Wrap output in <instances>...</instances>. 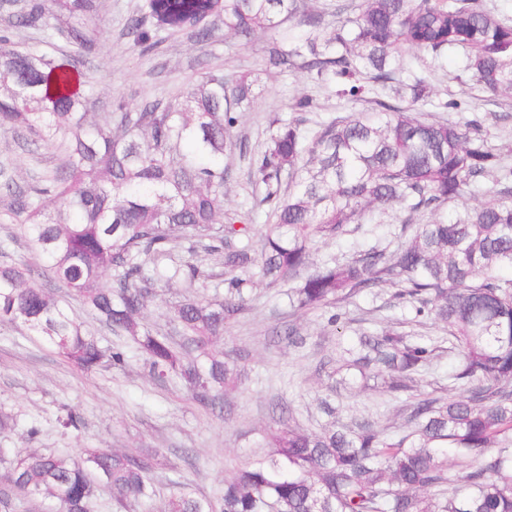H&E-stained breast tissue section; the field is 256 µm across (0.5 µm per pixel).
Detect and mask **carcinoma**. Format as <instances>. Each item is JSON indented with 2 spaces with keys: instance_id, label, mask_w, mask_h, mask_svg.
I'll use <instances>...</instances> for the list:
<instances>
[{
  "instance_id": "obj_1",
  "label": "carcinoma",
  "mask_w": 512,
  "mask_h": 512,
  "mask_svg": "<svg viewBox=\"0 0 512 512\" xmlns=\"http://www.w3.org/2000/svg\"><path fill=\"white\" fill-rule=\"evenodd\" d=\"M68 12L66 28L60 11ZM94 0H29L0 29V126L26 131L27 147H56L64 159L14 196L11 213L48 280L28 265L0 264V323H21L29 335L84 371L124 353L104 348L57 299L54 288L80 298L112 332L128 336L155 377H179L194 399L214 406L239 379L240 365L217 348L224 327L243 310L254 287L249 271L287 284L305 313L334 307L364 288L386 284L395 297L419 303L448 332L457 358L452 379L466 386L456 398L424 394L411 405L407 429L387 434L372 423L336 422L308 432L279 420L265 436L269 452L240 465L216 501L185 484L165 512H512V166L474 123L428 121L412 112L432 99L423 76L399 78L409 49L438 58L464 53L465 68L494 95L512 93V22L482 0H363L359 14L326 34L322 15L304 0H144L122 35L150 51L184 31L197 41L224 35L249 42L270 35L268 73L299 71L325 89L370 108L304 128L302 115L320 105L303 96L275 119L253 150L233 136L240 113L259 95L257 74L207 67L174 99H123L103 115L86 111L89 83L82 70L91 48L86 30ZM296 20L301 34L283 29ZM39 26L64 34L72 47L54 58L19 49L12 29ZM248 160L264 188L265 232L254 246L251 225L224 212V157ZM491 177L495 198L453 219L441 214L465 184ZM399 203L436 215L415 224L389 252L377 245L346 263L314 264L315 238L350 232L376 211ZM193 254L224 256V298L188 299L174 309L182 342L143 323L153 290L208 277L196 263L172 256L173 233ZM435 348L421 336L393 330L359 337L343 367L361 380L383 377L390 393L412 389ZM153 462L119 450H84L75 462L54 453L19 456L0 490L50 499L57 512H89L106 482L127 510L153 493Z\"/></svg>"
}]
</instances>
